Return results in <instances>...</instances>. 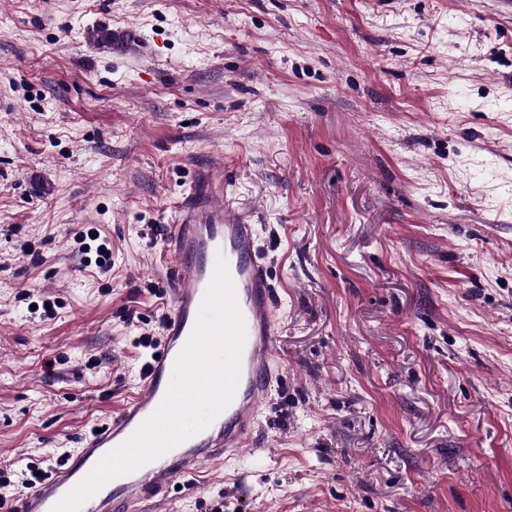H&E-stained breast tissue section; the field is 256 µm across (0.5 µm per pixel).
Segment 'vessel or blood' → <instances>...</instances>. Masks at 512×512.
I'll list each match as a JSON object with an SVG mask.
<instances>
[{
    "label": "vessel or blood",
    "mask_w": 512,
    "mask_h": 512,
    "mask_svg": "<svg viewBox=\"0 0 512 512\" xmlns=\"http://www.w3.org/2000/svg\"><path fill=\"white\" fill-rule=\"evenodd\" d=\"M173 266V308L156 354L143 370L142 390L80 442L74 462L50 471L18 501L15 512H52L59 500L109 451L122 444L162 403L177 356L189 340L217 256H224L247 330L241 377L231 404L201 432L137 471L106 483L80 512H141L145 500L178 480L201 485L204 468L254 447L257 413L267 397L277 351L276 306L268 264L256 243L254 225L244 223L224 201V164L201 169L167 233Z\"/></svg>",
    "instance_id": "vessel-or-blood-1"
}]
</instances>
